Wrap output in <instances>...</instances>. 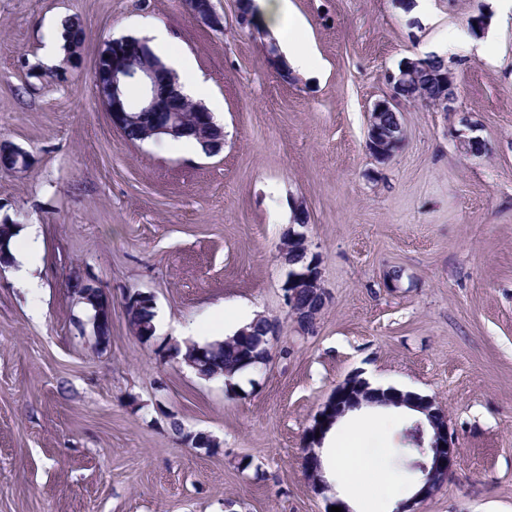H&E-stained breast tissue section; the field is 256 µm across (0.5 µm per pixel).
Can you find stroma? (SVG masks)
I'll return each instance as SVG.
<instances>
[{
    "label": "stroma",
    "instance_id": "obj_1",
    "mask_svg": "<svg viewBox=\"0 0 512 512\" xmlns=\"http://www.w3.org/2000/svg\"><path fill=\"white\" fill-rule=\"evenodd\" d=\"M213 2L220 30L180 0H0V139L31 159L0 173V214L34 231L44 287L37 316L0 270V512H325L304 436L357 372L447 413L459 458L416 512H512V19L483 56L470 19L493 17V0H291L318 67L288 84L236 27L234 0ZM73 15L87 40L67 70L44 37ZM150 23L223 102L219 154L131 144L99 103L98 49ZM429 55L454 60L456 109L403 105L378 162L368 115L401 60ZM296 200L328 293L309 332L287 317L278 259ZM75 271L112 300L107 347L78 328ZM136 291L154 297L147 340L124 317ZM239 305L283 322L243 381L159 357ZM173 418L216 447L186 446ZM411 422L385 418L366 444L402 501L418 482L399 454Z\"/></svg>",
    "mask_w": 512,
    "mask_h": 512
}]
</instances>
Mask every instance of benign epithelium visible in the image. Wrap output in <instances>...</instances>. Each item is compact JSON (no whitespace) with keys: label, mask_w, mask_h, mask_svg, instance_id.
Wrapping results in <instances>:
<instances>
[{"label":"benign epithelium","mask_w":512,"mask_h":512,"mask_svg":"<svg viewBox=\"0 0 512 512\" xmlns=\"http://www.w3.org/2000/svg\"><path fill=\"white\" fill-rule=\"evenodd\" d=\"M186 12L199 23L213 27H224V17L220 16L212 3L207 0H183ZM234 19L237 27L252 35L260 34V20L256 9L243 10L240 2H235ZM147 41L133 36H123L112 39L102 49V53L112 58L110 73L105 75L100 69V59H95L91 79L95 94L108 112L112 127L120 132L131 123H148L150 113L169 112L171 117L168 124L160 129L151 131L154 140L162 138L179 139L202 135V132L186 126L181 118L171 112L170 103L173 97H181L182 92L175 72L170 67L159 65H144L133 68L127 63L126 56L130 53H145ZM420 68L417 60L404 59L401 71L389 74L391 94L389 98L377 102L383 109L394 112L403 102L399 89L404 85L409 74ZM135 86L139 89L140 98L135 106L127 103L126 89ZM29 167V158L12 143L0 140V171L4 173H20ZM306 225L290 227L284 239L288 247L279 250V261L288 267V279L285 282L284 304L289 316L297 324L312 329L317 321L314 313L306 307L297 306L296 291L303 282L309 284L313 297L317 298L320 307H325L327 294L321 284V269L318 255L311 251L310 240L304 231ZM70 293L78 302L86 300V293L94 289H101L98 281L90 276L76 275L69 282ZM265 337L261 342L265 344L266 358H271L272 349L283 332L282 323L277 319H265ZM382 407H409L415 411L431 416L435 412L445 413L442 405L430 396H421L416 393L393 390L384 392L371 388L366 379L358 374L348 377V381L336 386L331 397L323 406L314 424L305 435L303 452L304 469L311 486L319 492H325L329 486L322 478V464L316 447L320 445L316 434H324L325 430L335 424L348 412L357 410L362 406ZM419 437H428L429 448L432 455L424 462L417 461L413 467L421 471L416 491L413 496L400 503L397 512H415L417 503L428 499L447 481L457 463V454L452 434L448 430V423L433 426V431L425 432V423L419 419L415 423Z\"/></svg>","instance_id":"1"}]
</instances>
